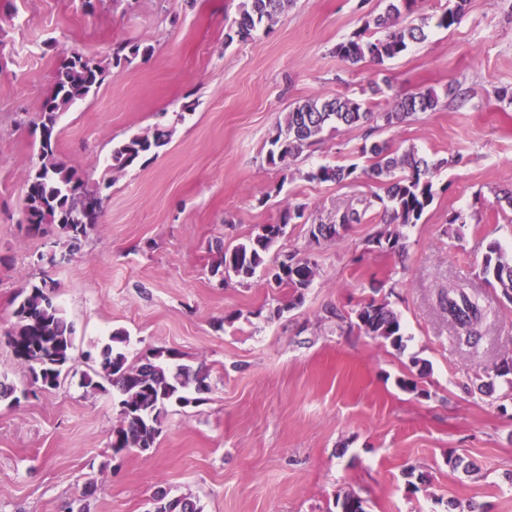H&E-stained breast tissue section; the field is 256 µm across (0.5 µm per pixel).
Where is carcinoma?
<instances>
[{
	"mask_svg": "<svg viewBox=\"0 0 512 512\" xmlns=\"http://www.w3.org/2000/svg\"><path fill=\"white\" fill-rule=\"evenodd\" d=\"M385 7L374 18L380 36L359 32L336 45V54L352 64L370 61L382 65L398 57L409 44L427 38L426 23L412 25L405 19L413 12L415 0H381ZM292 0H242L234 34L248 40L261 28H270L283 14ZM467 0H454L437 18L436 26L448 29L461 22L466 13ZM139 47L116 44L110 59L97 60L79 52L62 60L57 68L52 90L44 99L36 117L29 121L33 132L39 133L40 164L33 169L26 182L25 203L30 210L28 230L37 235L47 233L46 226L54 225L59 236L70 245H77L88 236L103 212V198L99 192L88 189L77 171L56 158L57 126L60 116L74 103L86 99L105 80L109 67H118L137 56ZM438 95L419 91L396 98L390 109L373 112L360 100L348 96L323 95L308 99L290 110L284 125L270 140L267 152L269 163H283L299 156L305 148L320 139L322 133L339 126H367L372 124L392 128L420 112L437 108ZM174 129L157 127L153 131L134 135L112 151V167L123 169L140 157L154 153L167 145ZM370 155L371 165L365 174L380 184L383 194L373 193L361 200L362 209H347L336 214L330 224L310 225L309 235L318 243L339 235V229L358 224L375 205L382 206L385 223L396 229L378 231L369 245L400 256L406 253V229L422 218L434 199L433 174L443 162L433 163L413 149L402 153L386 141H374L362 147ZM357 166L321 164L307 173L312 181L336 184L357 179ZM304 217V208L288 210L279 224H265L255 235L224 251L214 272H222L224 279L238 283L254 277L264 269L278 285L292 289L297 300L313 282L316 263L286 253L283 258L267 264L272 244L285 235L293 220ZM481 274L491 288L500 287L501 295L512 302V258L506 259L501 244L491 240L485 245ZM55 285L42 280L31 285L14 312L15 321L7 336L18 358L29 366L32 386L54 388L63 372L70 369L73 347V328L53 301ZM469 284L458 282L448 289L442 300L448 311V322L466 342L475 344L482 335L488 312L481 296L468 291ZM357 327L367 335L381 339L394 349L406 347L400 316L383 300H372L355 311ZM129 336L112 333L109 343L99 354L102 375L95 380L84 375L83 385L94 390L108 383L121 394L119 421L112 431L111 446L121 452L130 448L146 450L162 431L166 408L172 401L189 404L191 394L207 390L206 377L200 371L177 363L181 353L175 349H158L152 357L140 364H130L124 347ZM340 512H367L364 501L353 494L336 500ZM150 512H200L196 502L187 497H171L164 490L152 498Z\"/></svg>",
	"mask_w": 512,
	"mask_h": 512,
	"instance_id": "cac0c4a2",
	"label": "carcinoma"
}]
</instances>
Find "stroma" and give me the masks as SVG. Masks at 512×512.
Instances as JSON below:
<instances>
[{
	"mask_svg": "<svg viewBox=\"0 0 512 512\" xmlns=\"http://www.w3.org/2000/svg\"><path fill=\"white\" fill-rule=\"evenodd\" d=\"M240 3L0 0V380L20 393L0 403V512H63L75 500L90 512H149L160 489L201 512H337L345 494L367 512H512V388L487 372L512 355V304L480 275L485 236L512 251V0H469L447 29L434 20L448 0H418L412 17L427 20L426 40L381 66L335 51L380 0H294L269 32L230 41ZM116 43L144 53L111 68L57 127V156L100 189L103 216L69 259L36 262L48 246L26 230L25 184L40 159L25 124L63 57L103 60ZM374 84L382 94L371 95ZM427 89L435 111L373 133L329 129L299 157L267 161L299 101L340 94L381 112ZM158 125L175 128L167 146L111 169L114 147ZM370 136L440 164L402 256L370 250L377 209L336 238L309 236L377 185L308 172L369 167ZM297 205L304 222L268 257L316 260L302 299L262 271L244 284L212 274L219 248ZM44 279L74 326L73 361L56 388L35 391L4 333L20 296ZM461 280L491 311L474 346L439 305ZM384 297L405 351L347 324ZM116 331L130 337L129 363L172 348L209 386L196 403L168 405L153 448L118 454V391L82 385ZM401 378L418 392L401 390ZM452 454L471 472L449 466ZM356 170L355 165L321 164L308 172L307 177L312 181L340 184L357 179Z\"/></svg>",
	"mask_w": 512,
	"mask_h": 512,
	"instance_id": "1",
	"label": "stroma"
}]
</instances>
